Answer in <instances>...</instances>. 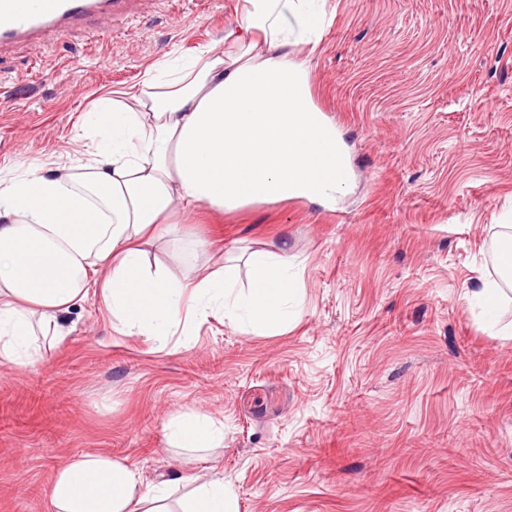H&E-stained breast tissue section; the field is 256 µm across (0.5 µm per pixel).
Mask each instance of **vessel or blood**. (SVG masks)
<instances>
[{
	"label": "vessel or blood",
	"mask_w": 512,
	"mask_h": 512,
	"mask_svg": "<svg viewBox=\"0 0 512 512\" xmlns=\"http://www.w3.org/2000/svg\"><path fill=\"white\" fill-rule=\"evenodd\" d=\"M120 0H0V48L40 40L95 19Z\"/></svg>",
	"instance_id": "1"
}]
</instances>
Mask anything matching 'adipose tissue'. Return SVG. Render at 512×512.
<instances>
[{
    "label": "adipose tissue",
    "instance_id": "obj_1",
    "mask_svg": "<svg viewBox=\"0 0 512 512\" xmlns=\"http://www.w3.org/2000/svg\"><path fill=\"white\" fill-rule=\"evenodd\" d=\"M313 0H245L234 52L207 46L155 68L143 83L94 104L91 157L0 180V364L35 367L67 335L65 315L100 299L115 331L189 346L199 320L223 315L253 330L292 320L287 253L258 250L239 284L230 268L150 265L159 243L208 250L173 234L183 213L304 198L333 203L349 180L347 154L311 101L310 77L288 49L319 38ZM178 448H216L224 432L198 414L172 416ZM145 483L139 469L96 451L59 466L50 512H237L224 481Z\"/></svg>",
    "mask_w": 512,
    "mask_h": 512
}]
</instances>
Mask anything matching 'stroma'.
Wrapping results in <instances>:
<instances>
[{
  "instance_id": "35a3bbf8",
  "label": "stroma",
  "mask_w": 512,
  "mask_h": 512,
  "mask_svg": "<svg viewBox=\"0 0 512 512\" xmlns=\"http://www.w3.org/2000/svg\"><path fill=\"white\" fill-rule=\"evenodd\" d=\"M244 0H136L111 25L0 52V179L91 146L107 91L239 25ZM297 45L350 185L332 206L197 208L209 266L246 280L287 249L299 313L277 333L204 320L188 349L115 332L99 304L29 370L0 366V512H50L53 471L108 450L146 482L223 477L238 512H512V339L468 299L512 205V0H325ZM204 414L222 447H172Z\"/></svg>"
}]
</instances>
